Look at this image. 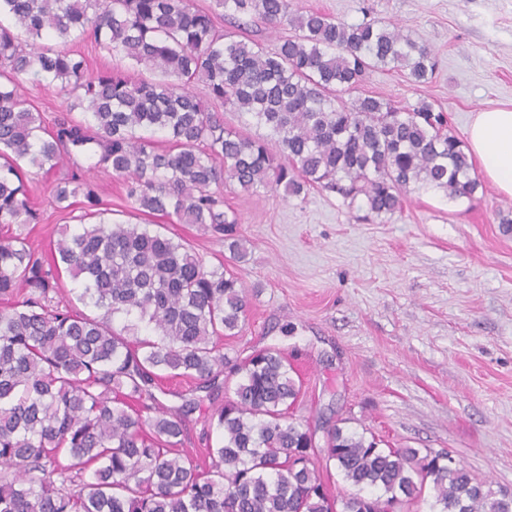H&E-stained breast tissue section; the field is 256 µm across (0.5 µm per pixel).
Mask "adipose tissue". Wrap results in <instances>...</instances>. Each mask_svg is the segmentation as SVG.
<instances>
[{"label": "adipose tissue", "mask_w": 512, "mask_h": 512, "mask_svg": "<svg viewBox=\"0 0 512 512\" xmlns=\"http://www.w3.org/2000/svg\"><path fill=\"white\" fill-rule=\"evenodd\" d=\"M465 137L466 151L479 160L484 176L512 197V109L476 113Z\"/></svg>", "instance_id": "adipose-tissue-1"}]
</instances>
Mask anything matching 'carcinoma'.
<instances>
[{
	"mask_svg": "<svg viewBox=\"0 0 512 512\" xmlns=\"http://www.w3.org/2000/svg\"><path fill=\"white\" fill-rule=\"evenodd\" d=\"M226 13L295 35L272 50L235 40L218 26ZM0 15L13 20L0 24V224L37 223L27 176L88 160L51 189L60 213L83 196L80 231H61L48 255L21 233L0 238V512H334L330 467L355 489L342 512H396L428 485L437 512H512V496L448 466L446 449L384 448L337 423L313 444L310 427L288 416L300 381L275 348L219 384L230 363L222 341L239 333L248 290L182 238L105 217L88 180H123L134 211L196 224L237 262L247 248L216 192L226 181L295 197L321 188L377 217L401 210L412 186L471 199L473 158L442 112L360 92L379 67L426 81L429 46L385 22L295 14L291 0H0ZM43 37L55 46L37 44ZM85 41L116 66L86 75L72 49ZM138 67L149 75L130 73ZM25 77L73 98L67 111L85 117L47 122ZM221 108L249 114L270 137L224 124ZM143 130L165 131L167 145ZM63 271L96 314L55 305ZM164 376L194 380L209 398L232 390L209 416L220 442L205 449L207 467L180 449L198 402L164 406Z\"/></svg>",
	"mask_w": 512,
	"mask_h": 512,
	"instance_id": "carcinoma-1",
	"label": "carcinoma"
}]
</instances>
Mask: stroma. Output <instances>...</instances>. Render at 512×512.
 <instances>
[{"mask_svg":"<svg viewBox=\"0 0 512 512\" xmlns=\"http://www.w3.org/2000/svg\"><path fill=\"white\" fill-rule=\"evenodd\" d=\"M351 24L395 23L438 61L428 82L378 69L362 91L411 107L431 102L457 137L476 112L512 108V0H293ZM235 39L274 47L290 27L225 18ZM53 178L34 177L31 237L48 249L71 216L51 202ZM113 221L141 224L120 181L94 180ZM247 239L244 262L195 224L172 223L204 264L227 267L251 290L234 360L276 347L302 382L292 409L323 435L351 418L393 446L447 449L472 476L512 493V197L482 181L473 199L410 191L400 212L365 218L359 204L314 188L305 197L224 185Z\"/></svg>","mask_w":512,"mask_h":512,"instance_id":"obj_1","label":"stroma"}]
</instances>
